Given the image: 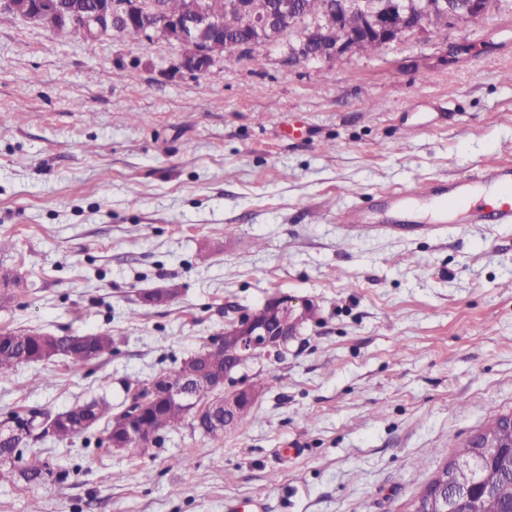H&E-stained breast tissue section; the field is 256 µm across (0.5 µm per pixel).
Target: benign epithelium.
Returning <instances> with one entry per match:
<instances>
[{
	"label": "benign epithelium",
	"instance_id": "7a95c632",
	"mask_svg": "<svg viewBox=\"0 0 512 512\" xmlns=\"http://www.w3.org/2000/svg\"><path fill=\"white\" fill-rule=\"evenodd\" d=\"M228 5L247 17L252 34L249 42L222 45L216 39H203L205 31L219 29L223 24L205 10L202 0H186L183 12L176 16H163L157 11L148 14L142 11L141 0H102L85 10L76 4L65 6L61 0H0V9L23 16L50 33L67 29L86 41L94 40L104 31L119 34L127 25L139 26L142 37L148 38L158 20L169 29L174 42L195 44L193 53L179 55L175 69L196 76H207L218 69L223 52L230 48L246 55L257 46L279 44L282 19L291 11L288 0H281L276 13L267 8L255 10L246 0H228ZM430 14H438L444 22L454 23L479 20L484 11L481 0H370L363 32L348 31L333 42H325L313 56L328 61L340 55L363 53L372 43L382 48L406 35L425 33L431 29L427 21ZM264 307V320L243 314L212 343V348L222 349L233 357V362L224 370L216 372L206 368L190 381L178 385L170 384L168 378L161 376L153 386L151 399L178 405L190 414L207 416L214 433L232 429L239 414L259 399V393L247 386L241 374L244 362L256 356L280 357L288 343L302 335L304 324L315 310L310 300L295 303L284 297H272ZM200 387L219 394V399L209 405L197 403L196 390ZM143 405L142 399L132 401L114 422V428L123 432L127 442L143 441L144 430L139 424ZM35 429L37 436L48 438L53 435L55 421L49 419L31 425L7 419L0 422V440L17 437L26 440Z\"/></svg>",
	"mask_w": 512,
	"mask_h": 512
}]
</instances>
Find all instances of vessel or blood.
Segmentation results:
<instances>
[{"label": "vessel or blood", "instance_id": "b4317fda", "mask_svg": "<svg viewBox=\"0 0 512 512\" xmlns=\"http://www.w3.org/2000/svg\"><path fill=\"white\" fill-rule=\"evenodd\" d=\"M434 207L433 223L459 215L471 224H512V164L487 163L450 181L429 180L387 195L371 207H353L344 215L348 224L399 228L415 204Z\"/></svg>", "mask_w": 512, "mask_h": 512}]
</instances>
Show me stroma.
Returning <instances> with one entry per match:
<instances>
[{"instance_id":"1","label":"stroma","mask_w":512,"mask_h":512,"mask_svg":"<svg viewBox=\"0 0 512 512\" xmlns=\"http://www.w3.org/2000/svg\"><path fill=\"white\" fill-rule=\"evenodd\" d=\"M180 47L60 38L0 13V265L20 278L0 330L106 332L111 355L0 377V421L177 368L272 296L320 312L249 422L184 424L141 455L100 430L35 441L64 482L0 479V512H408L512 412V224L365 231L351 206L512 161V0L373 53L176 71ZM152 288L175 294L147 305ZM51 387H41L42 379ZM186 456L190 466L176 465Z\"/></svg>"}]
</instances>
